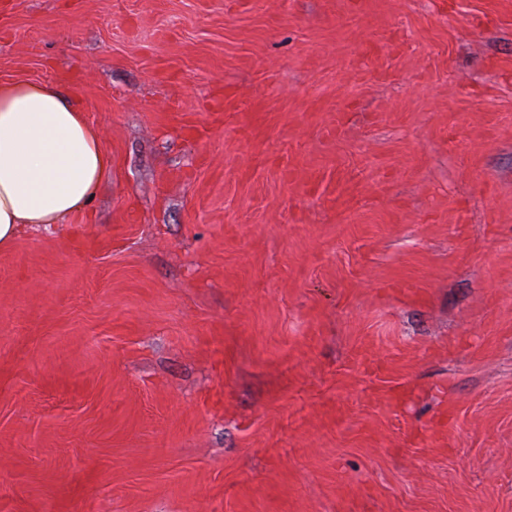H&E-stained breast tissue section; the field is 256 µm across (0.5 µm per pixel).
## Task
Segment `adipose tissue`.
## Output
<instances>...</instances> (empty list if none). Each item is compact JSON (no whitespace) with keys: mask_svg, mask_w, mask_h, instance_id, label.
<instances>
[{"mask_svg":"<svg viewBox=\"0 0 512 512\" xmlns=\"http://www.w3.org/2000/svg\"><path fill=\"white\" fill-rule=\"evenodd\" d=\"M111 178L99 129L54 85L0 81V247L86 211Z\"/></svg>","mask_w":512,"mask_h":512,"instance_id":"ef3b65f1","label":"adipose tissue"}]
</instances>
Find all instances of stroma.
<instances>
[{"label":"stroma","instance_id":"stroma-1","mask_svg":"<svg viewBox=\"0 0 512 512\" xmlns=\"http://www.w3.org/2000/svg\"><path fill=\"white\" fill-rule=\"evenodd\" d=\"M15 78L112 179L0 249V512H512V0H0Z\"/></svg>","mask_w":512,"mask_h":512}]
</instances>
